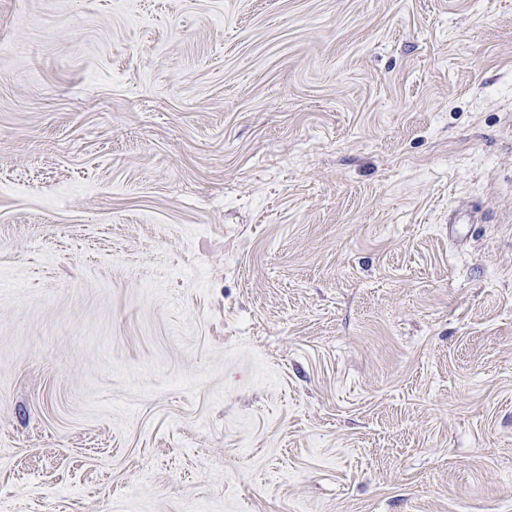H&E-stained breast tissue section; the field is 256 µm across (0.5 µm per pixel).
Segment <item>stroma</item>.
Returning <instances> with one entry per match:
<instances>
[{"label":"stroma","mask_w":512,"mask_h":512,"mask_svg":"<svg viewBox=\"0 0 512 512\" xmlns=\"http://www.w3.org/2000/svg\"><path fill=\"white\" fill-rule=\"evenodd\" d=\"M0 512H512V0H0Z\"/></svg>","instance_id":"stroma-1"}]
</instances>
